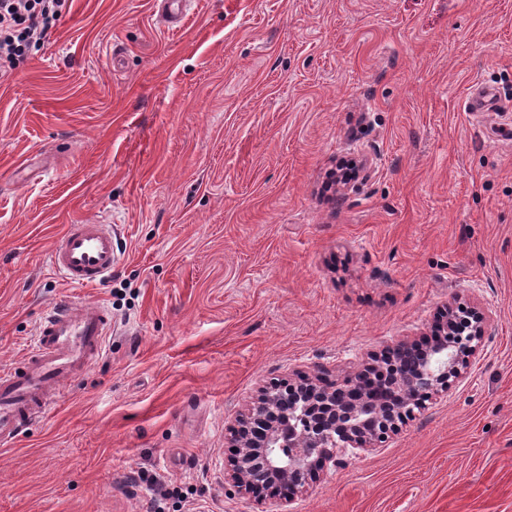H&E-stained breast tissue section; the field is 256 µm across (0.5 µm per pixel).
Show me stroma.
<instances>
[{"instance_id": "obj_1", "label": "stroma", "mask_w": 512, "mask_h": 512, "mask_svg": "<svg viewBox=\"0 0 512 512\" xmlns=\"http://www.w3.org/2000/svg\"><path fill=\"white\" fill-rule=\"evenodd\" d=\"M512 0H71L0 66V370L56 299L112 313L104 359L0 448V512H253L228 428L262 386L343 379L487 322L458 383L347 449L292 512H512ZM369 173L328 186L340 160ZM117 226L103 284L48 264L68 222ZM188 5H191V2L187 0L161 1L159 14L168 29L176 31L184 25L186 15L190 10Z\"/></svg>"}]
</instances>
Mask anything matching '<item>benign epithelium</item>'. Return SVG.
<instances>
[{"label": "benign epithelium", "instance_id": "benign-epithelium-1", "mask_svg": "<svg viewBox=\"0 0 512 512\" xmlns=\"http://www.w3.org/2000/svg\"><path fill=\"white\" fill-rule=\"evenodd\" d=\"M481 311H449L445 324L411 369L398 370L388 398L359 392L361 376L350 373L334 389L307 381L276 382L233 431L235 457L224 468V484L259 504L289 501L318 470L339 464L343 448H378L434 395L448 393L462 375L460 362L473 355L485 332Z\"/></svg>", "mask_w": 512, "mask_h": 512}]
</instances>
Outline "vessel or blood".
Returning a JSON list of instances; mask_svg holds the SVG:
<instances>
[{
    "label": "vessel or blood",
    "instance_id": "1",
    "mask_svg": "<svg viewBox=\"0 0 512 512\" xmlns=\"http://www.w3.org/2000/svg\"><path fill=\"white\" fill-rule=\"evenodd\" d=\"M188 0H161L168 29H180ZM120 256L119 235L94 218L66 225L53 245V270L74 287H95L111 274ZM111 319L95 300L63 301L46 311L26 361L0 371V444L15 440L36 416L59 400L65 385L78 381L106 351Z\"/></svg>",
    "mask_w": 512,
    "mask_h": 512
}]
</instances>
